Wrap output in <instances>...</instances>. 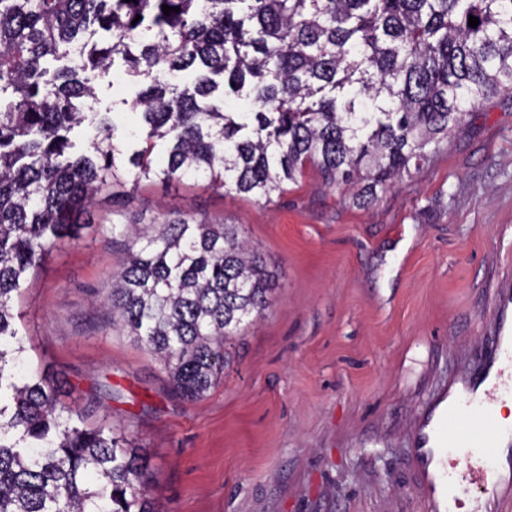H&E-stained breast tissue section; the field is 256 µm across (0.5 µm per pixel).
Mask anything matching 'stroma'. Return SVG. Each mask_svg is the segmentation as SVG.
Returning a JSON list of instances; mask_svg holds the SVG:
<instances>
[{"label":"stroma","mask_w":512,"mask_h":512,"mask_svg":"<svg viewBox=\"0 0 512 512\" xmlns=\"http://www.w3.org/2000/svg\"><path fill=\"white\" fill-rule=\"evenodd\" d=\"M94 84L88 111L134 124V78L119 66ZM173 218L240 225L279 283L195 402L168 394L162 365L105 308L125 261L108 225ZM89 221L29 277L20 331L63 403L142 448L161 512H423L416 420L484 375L512 295V91L369 208L310 168L269 204L203 178L145 181Z\"/></svg>","instance_id":"obj_1"}]
</instances>
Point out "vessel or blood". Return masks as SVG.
<instances>
[{
  "mask_svg": "<svg viewBox=\"0 0 512 512\" xmlns=\"http://www.w3.org/2000/svg\"><path fill=\"white\" fill-rule=\"evenodd\" d=\"M497 349L500 362L491 363L481 380L465 382L462 390L482 393L490 400L512 390V320H501ZM457 393L452 388L442 391L416 426L412 454L427 512H448V489L456 476L481 486L484 512H512V433L495 428L490 413L474 419L466 434L458 437L462 453L457 462H448L442 453L448 445V422L458 409ZM501 448L506 451L502 470L486 474L480 467L481 458Z\"/></svg>",
  "mask_w": 512,
  "mask_h": 512,
  "instance_id": "1",
  "label": "vessel or blood"
}]
</instances>
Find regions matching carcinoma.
<instances>
[{
  "label": "carcinoma",
  "mask_w": 512,
  "mask_h": 512,
  "mask_svg": "<svg viewBox=\"0 0 512 512\" xmlns=\"http://www.w3.org/2000/svg\"><path fill=\"white\" fill-rule=\"evenodd\" d=\"M76 45L78 64L44 66ZM116 61L142 79L127 102L139 122L121 139L108 113L90 120L79 106L96 99L87 73ZM501 88L512 89V0H0V512H160L124 432L88 425L25 368L14 312L101 193L204 176L270 203L312 165L368 207ZM88 121L76 152L70 134ZM127 142L140 145L131 170ZM108 232L127 250L110 325L163 363L172 393L204 398L231 362L225 343L270 307L273 271L234 224Z\"/></svg>",
  "instance_id": "1"
}]
</instances>
